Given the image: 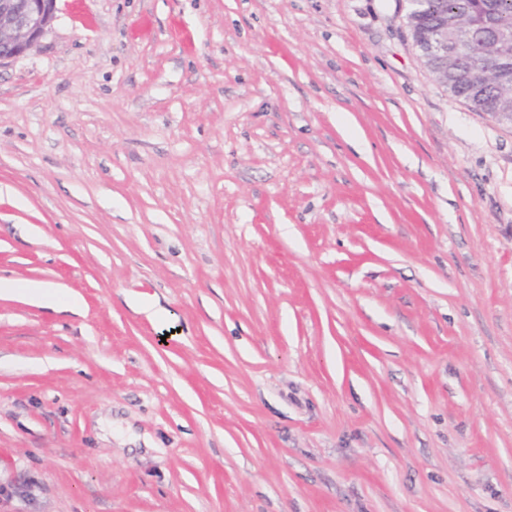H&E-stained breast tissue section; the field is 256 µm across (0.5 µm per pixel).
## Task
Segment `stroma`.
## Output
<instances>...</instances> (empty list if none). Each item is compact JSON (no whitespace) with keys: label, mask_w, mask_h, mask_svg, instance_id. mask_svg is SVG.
<instances>
[{"label":"stroma","mask_w":512,"mask_h":512,"mask_svg":"<svg viewBox=\"0 0 512 512\" xmlns=\"http://www.w3.org/2000/svg\"><path fill=\"white\" fill-rule=\"evenodd\" d=\"M407 12L57 0L0 65V281L59 289L0 512H512V128Z\"/></svg>","instance_id":"35a3bbf8"}]
</instances>
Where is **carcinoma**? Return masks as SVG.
<instances>
[{"label": "carcinoma", "instance_id": "carcinoma-1", "mask_svg": "<svg viewBox=\"0 0 512 512\" xmlns=\"http://www.w3.org/2000/svg\"><path fill=\"white\" fill-rule=\"evenodd\" d=\"M410 10L414 45L448 93L494 119L512 113V46L493 56L470 53L473 35L490 40L512 29V0H424ZM431 30L448 31V50L428 57L424 34Z\"/></svg>", "mask_w": 512, "mask_h": 512}]
</instances>
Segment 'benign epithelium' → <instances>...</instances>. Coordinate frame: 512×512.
<instances>
[{
    "instance_id": "7a95c632",
    "label": "benign epithelium",
    "mask_w": 512,
    "mask_h": 512,
    "mask_svg": "<svg viewBox=\"0 0 512 512\" xmlns=\"http://www.w3.org/2000/svg\"><path fill=\"white\" fill-rule=\"evenodd\" d=\"M55 10L56 0H0V65L37 46Z\"/></svg>"
}]
</instances>
